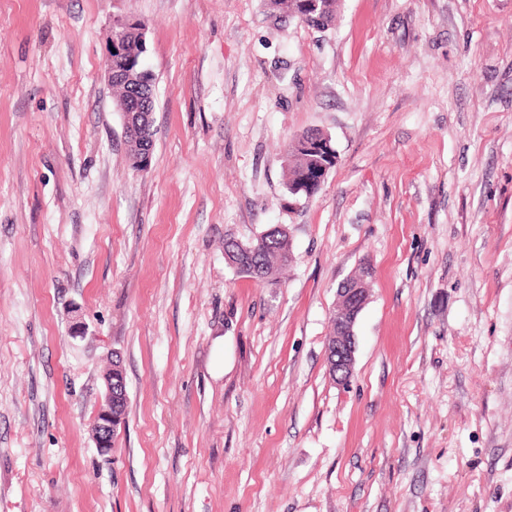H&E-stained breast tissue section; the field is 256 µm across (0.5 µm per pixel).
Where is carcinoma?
<instances>
[{
    "instance_id": "carcinoma-1",
    "label": "carcinoma",
    "mask_w": 512,
    "mask_h": 512,
    "mask_svg": "<svg viewBox=\"0 0 512 512\" xmlns=\"http://www.w3.org/2000/svg\"><path fill=\"white\" fill-rule=\"evenodd\" d=\"M336 11L325 14L305 15L304 25L325 30L334 25ZM113 38L119 40L120 52L112 54L113 67L126 71V80L112 85L113 102L123 104L130 96V84L140 79L143 68L141 56L145 51L144 27L132 20L120 19L114 24ZM288 160V192L294 196H313L320 189L327 170L336 160L326 154L315 155L305 149L302 136L293 138L286 145ZM224 252L238 273L260 282H275L278 275L292 261L289 233L263 234L241 248L224 241Z\"/></svg>"
}]
</instances>
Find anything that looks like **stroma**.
I'll return each instance as SVG.
<instances>
[{
  "label": "stroma",
  "mask_w": 512,
  "mask_h": 512,
  "mask_svg": "<svg viewBox=\"0 0 512 512\" xmlns=\"http://www.w3.org/2000/svg\"><path fill=\"white\" fill-rule=\"evenodd\" d=\"M119 19L155 77L144 171ZM312 129L337 160L296 197ZM274 224L288 270L238 274L225 236ZM0 512H512V0H342L323 32L266 0H0ZM144 27L140 22L132 21V20H117L114 24V31L112 35V39H118L120 53H112V40L109 43L108 50L104 59V71L107 78V82L109 86L112 88L113 93V104L117 103L126 104V100L130 96V84L138 81L141 77V72L144 70L141 66V56L145 51V39H144ZM112 57L113 58V67H112ZM123 69L128 74H126V79L124 73L121 70ZM128 78L132 80L127 81ZM134 80V81H133ZM117 81V82H114ZM112 82L113 85H112ZM119 112H122L123 116V126L125 138L127 135H133L135 133L134 126H140L144 123V121L139 122L137 113H149L146 119L152 118L153 112H139L137 110H133L131 105H123L119 106ZM309 131L296 136L286 145L289 169L287 188L289 193L294 196L308 197L315 195L320 189L326 169L330 170L336 164V150L328 134L316 130L321 136L327 135L330 137V145L334 149V153L324 148L325 154L316 156L305 149L302 138ZM327 154L332 155L335 159L327 157ZM369 288L362 281L344 279L337 288V308L332 317L333 334L325 347V359L330 378L337 385L347 384L353 374L356 352L355 325L367 303ZM119 362V361H118ZM120 364V362H119ZM121 365V364H120ZM120 365L112 366V368L105 375V395L104 401L101 404L98 413L94 419L92 425L93 438L102 455H108L112 453V443L115 437L118 427L122 423V418L118 415L113 414V388L125 387V398L121 403V412L123 417L126 413L127 408V390L124 372Z\"/></svg>",
  "instance_id": "stroma-1"
}]
</instances>
